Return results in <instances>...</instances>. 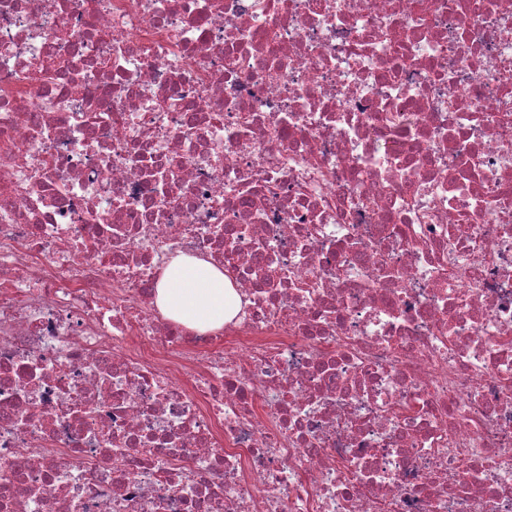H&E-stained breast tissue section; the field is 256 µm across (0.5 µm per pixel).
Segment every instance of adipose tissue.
<instances>
[{"mask_svg": "<svg viewBox=\"0 0 512 512\" xmlns=\"http://www.w3.org/2000/svg\"><path fill=\"white\" fill-rule=\"evenodd\" d=\"M155 304L165 317L200 332L222 328L240 310V299L223 269L188 255L168 265Z\"/></svg>", "mask_w": 512, "mask_h": 512, "instance_id": "1", "label": "adipose tissue"}]
</instances>
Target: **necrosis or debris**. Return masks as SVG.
Listing matches in <instances>:
<instances>
[{"instance_id":"obj_1","label":"necrosis or debris","mask_w":512,"mask_h":512,"mask_svg":"<svg viewBox=\"0 0 512 512\" xmlns=\"http://www.w3.org/2000/svg\"><path fill=\"white\" fill-rule=\"evenodd\" d=\"M0 512H512V0H0ZM155 294L165 317L194 331L220 329L240 310V299L224 270L188 255L168 265Z\"/></svg>"}]
</instances>
